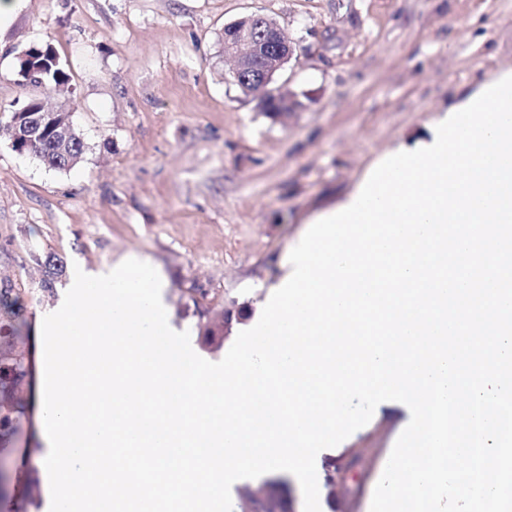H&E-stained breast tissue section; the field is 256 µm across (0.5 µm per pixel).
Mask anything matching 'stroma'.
Wrapping results in <instances>:
<instances>
[{
    "mask_svg": "<svg viewBox=\"0 0 512 512\" xmlns=\"http://www.w3.org/2000/svg\"><path fill=\"white\" fill-rule=\"evenodd\" d=\"M261 14L295 46L276 79L303 109L263 111L224 63L226 24ZM52 41L68 91L16 74L19 50ZM512 69V0H24L0 32V113L32 97L67 106L86 149L71 170L18 154L0 132V285L22 291L30 354L75 269L136 255L165 281L176 329L203 312L254 309L287 272L311 217L375 160L429 136L441 109ZM65 272L38 295L40 259ZM410 421L400 404L320 460L359 452L377 484Z\"/></svg>",
    "mask_w": 512,
    "mask_h": 512,
    "instance_id": "obj_1",
    "label": "stroma"
}]
</instances>
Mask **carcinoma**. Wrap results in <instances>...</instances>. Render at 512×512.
Masks as SVG:
<instances>
[{
	"mask_svg": "<svg viewBox=\"0 0 512 512\" xmlns=\"http://www.w3.org/2000/svg\"><path fill=\"white\" fill-rule=\"evenodd\" d=\"M55 47L51 41L32 46L30 56L34 72L30 84L48 90L65 88L69 74L60 61L54 60ZM36 142L31 155L39 158L47 167L54 170H70L84 153V142L76 131L71 129L68 140L59 141L56 127L48 122L36 125ZM43 270L39 291L48 296L54 292L55 281L63 275L61 262L48 257L39 262ZM26 302L22 293L14 288H0V442L15 435L14 425L18 416L28 409L30 365L26 349L27 336ZM199 335L207 343L224 339V312L207 318L199 325ZM286 499L285 483L261 482L246 494L245 512H273V503Z\"/></svg>",
	"mask_w": 512,
	"mask_h": 512,
	"instance_id": "carcinoma-1",
	"label": "carcinoma"
}]
</instances>
